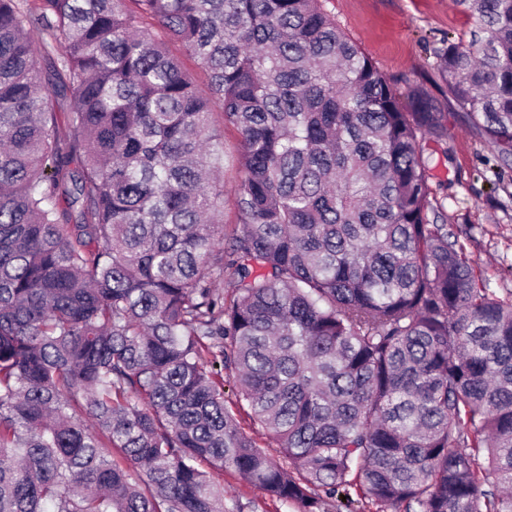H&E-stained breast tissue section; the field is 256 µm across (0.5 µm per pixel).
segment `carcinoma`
Instances as JSON below:
<instances>
[{
	"mask_svg": "<svg viewBox=\"0 0 512 512\" xmlns=\"http://www.w3.org/2000/svg\"><path fill=\"white\" fill-rule=\"evenodd\" d=\"M324 2L0 0V512H225L205 463L301 512H512V302L429 217L445 113ZM456 2L435 75L507 161L512 0ZM240 141L234 132L224 135V239H228L236 227V212L233 207L235 190L242 173L239 165ZM237 418L239 419L241 426L253 438L254 442L259 448L267 450L278 461L288 467V459L285 458L282 453H280L276 441L273 440L264 429L251 424V420L248 417L246 411L241 410L240 413H237Z\"/></svg>",
	"mask_w": 512,
	"mask_h": 512,
	"instance_id": "1",
	"label": "carcinoma"
}]
</instances>
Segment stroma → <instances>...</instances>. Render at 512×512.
I'll return each instance as SVG.
<instances>
[{
	"label": "stroma",
	"mask_w": 512,
	"mask_h": 512,
	"mask_svg": "<svg viewBox=\"0 0 512 512\" xmlns=\"http://www.w3.org/2000/svg\"><path fill=\"white\" fill-rule=\"evenodd\" d=\"M337 23L394 83L399 94L430 84L433 50L444 38L466 43L478 25L453 0H327ZM448 136L423 140L430 160L432 215L464 246L480 279L501 299L512 300V162L477 135L444 97ZM240 141L224 136V233L236 227L233 207L242 173ZM224 487L226 512H299L296 506L262 496L237 473H215Z\"/></svg>",
	"instance_id": "stroma-1"
}]
</instances>
